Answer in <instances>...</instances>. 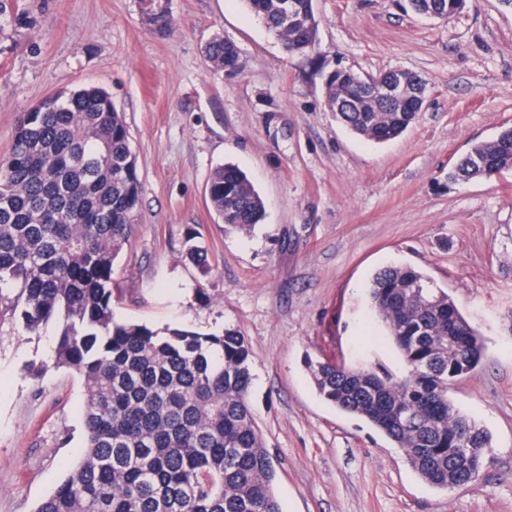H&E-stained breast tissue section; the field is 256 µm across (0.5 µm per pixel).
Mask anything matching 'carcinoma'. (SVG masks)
Wrapping results in <instances>:
<instances>
[{"mask_svg": "<svg viewBox=\"0 0 512 512\" xmlns=\"http://www.w3.org/2000/svg\"><path fill=\"white\" fill-rule=\"evenodd\" d=\"M468 0H407L411 11L447 18ZM286 52H316L312 0H245ZM294 23L288 24V18ZM163 33L167 12L146 14ZM213 72L237 67V46L214 36ZM389 74L348 81L323 74L336 120L379 142L401 135L424 93L389 104ZM512 169V130L473 145L451 177H492ZM208 198L224 228L249 232L265 207L236 165L217 167ZM141 200L129 130L111 96L96 87L52 93L18 115L9 156L0 161V308L36 334L60 331L54 364L83 384L85 447L73 471L35 512H282L275 463L248 404L252 381L244 336L153 330L116 320L114 261ZM187 239L185 258L210 272L207 251ZM370 304L404 366L354 367L310 361L318 394L404 449L418 476L439 490L475 482L490 463L488 431L448 392L481 364L485 344L447 292L410 266L372 277Z\"/></svg>", "mask_w": 512, "mask_h": 512, "instance_id": "cac0c4a2", "label": "carcinoma"}]
</instances>
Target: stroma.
I'll return each instance as SVG.
<instances>
[{
    "label": "stroma",
    "instance_id": "1",
    "mask_svg": "<svg viewBox=\"0 0 512 512\" xmlns=\"http://www.w3.org/2000/svg\"><path fill=\"white\" fill-rule=\"evenodd\" d=\"M404 0H313L318 49L286 54L243 0H171L172 28L138 0H18L0 14V160L15 118L47 95L104 88L137 156L141 204L115 263L116 318L154 329L225 328L248 341L249 402L276 463L282 512H512V170L451 181L478 142L512 127V10L471 0L438 19ZM222 34L240 69L214 73ZM401 68L427 83L416 121L376 143L337 122L322 68ZM238 165L264 201L251 233H228L207 197ZM199 234L212 272L184 257ZM423 271L486 339L451 391L487 428L492 463L438 490L403 449L317 394L306 359L402 363L368 285L388 265ZM59 327L25 333L0 310V512H34L85 446L82 381L53 367Z\"/></svg>",
    "mask_w": 512,
    "mask_h": 512
}]
</instances>
